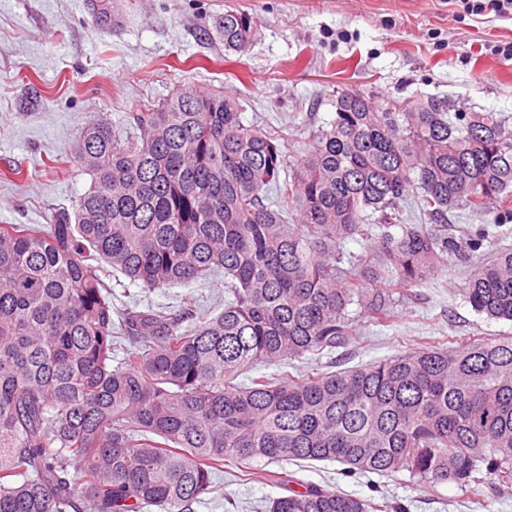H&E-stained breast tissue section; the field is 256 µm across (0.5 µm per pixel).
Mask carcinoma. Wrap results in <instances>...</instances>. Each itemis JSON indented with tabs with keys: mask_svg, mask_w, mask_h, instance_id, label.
Segmentation results:
<instances>
[{
	"mask_svg": "<svg viewBox=\"0 0 512 512\" xmlns=\"http://www.w3.org/2000/svg\"><path fill=\"white\" fill-rule=\"evenodd\" d=\"M215 28L228 50L250 45L243 13ZM335 107L288 162L235 98L185 88L119 130L87 126L74 159L92 183L73 210L0 225V512H194L214 470L257 457L465 493L483 470L512 481V337L236 382L348 342L352 305L391 323L456 250L448 212L512 216L509 117L439 96L378 112L349 90ZM348 238L373 241L370 257L345 254ZM110 267L148 290L222 272L228 299L215 316L192 299L115 316ZM465 298L512 321V246L476 266ZM371 507L312 488L266 512Z\"/></svg>",
	"mask_w": 512,
	"mask_h": 512,
	"instance_id": "carcinoma-1",
	"label": "carcinoma"
}]
</instances>
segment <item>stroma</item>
<instances>
[{"label": "stroma", "mask_w": 512, "mask_h": 512, "mask_svg": "<svg viewBox=\"0 0 512 512\" xmlns=\"http://www.w3.org/2000/svg\"><path fill=\"white\" fill-rule=\"evenodd\" d=\"M112 23L93 17L90 0H0V224L48 223L73 207L91 177L73 160L88 123L120 127L127 113L182 88L221 89L238 98L246 121L279 132L283 151L303 148L305 124L330 122L338 89L361 92L377 108L429 96L457 112L512 115V15L469 12L449 0H111ZM227 11L247 14V52L225 49L214 28ZM479 250L467 242L478 229ZM461 249L414 289L394 323L353 324L345 345L320 354L258 364L250 377L351 370L420 348L512 336V322L474 312L463 290L479 258L512 244V219L497 212L448 215ZM114 309L177 306L201 298L224 308L223 276L148 291L123 275L107 280ZM317 486L402 512H512V485L482 474L469 494L422 483L407 472H348L329 461L272 462L212 477L195 512H265L290 490Z\"/></svg>", "instance_id": "stroma-1"}]
</instances>
